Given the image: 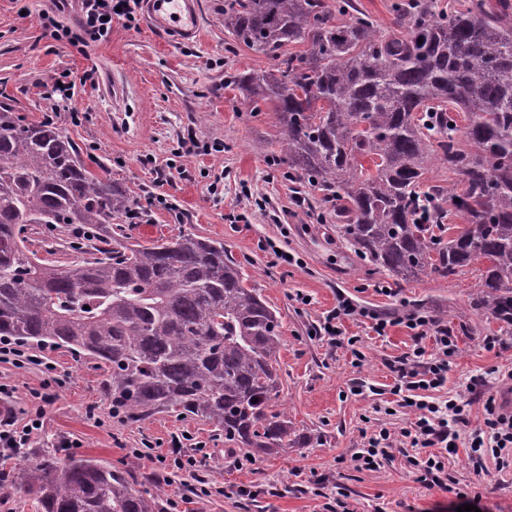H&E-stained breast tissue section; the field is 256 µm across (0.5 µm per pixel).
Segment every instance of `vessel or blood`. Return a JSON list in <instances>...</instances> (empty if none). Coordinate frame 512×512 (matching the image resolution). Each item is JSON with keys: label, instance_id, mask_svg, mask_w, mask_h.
Returning <instances> with one entry per match:
<instances>
[{"label": "vessel or blood", "instance_id": "vessel-or-blood-1", "mask_svg": "<svg viewBox=\"0 0 512 512\" xmlns=\"http://www.w3.org/2000/svg\"><path fill=\"white\" fill-rule=\"evenodd\" d=\"M144 16L154 30L181 44L201 33L198 0H142Z\"/></svg>", "mask_w": 512, "mask_h": 512}]
</instances>
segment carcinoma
I'll return each instance as SVG.
<instances>
[{
    "label": "carcinoma",
    "mask_w": 512,
    "mask_h": 512,
    "mask_svg": "<svg viewBox=\"0 0 512 512\" xmlns=\"http://www.w3.org/2000/svg\"><path fill=\"white\" fill-rule=\"evenodd\" d=\"M379 30L353 0H224V30L278 60L227 83L284 128L277 162L336 203V235L396 281L457 276L477 262L473 307L512 330V0L393 5ZM307 44L282 56L291 43ZM433 157L455 179L422 190ZM373 163L365 170L363 160ZM137 200L96 173L48 121L0 106V338L67 348L106 365L112 416L167 411L273 454L303 444L276 409L281 321L221 241L188 233L112 243ZM462 220L443 242V219ZM28 224H78L92 239L54 264ZM17 479L39 512H156L133 477L91 458L42 459Z\"/></svg>",
    "instance_id": "cac0c4a2"
}]
</instances>
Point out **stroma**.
Segmentation results:
<instances>
[{"instance_id": "1", "label": "stroma", "mask_w": 512, "mask_h": 512, "mask_svg": "<svg viewBox=\"0 0 512 512\" xmlns=\"http://www.w3.org/2000/svg\"><path fill=\"white\" fill-rule=\"evenodd\" d=\"M50 3L0 0V102L25 121H54L85 163H102L130 188L145 217L136 224L116 220L118 239L144 244L194 233L223 242L249 285L280 316L278 402L308 442L253 457L197 418L158 413L138 423L120 421L112 415V380L104 367L43 347L39 353L53 370L0 361V386L11 393L16 426L27 422L34 393L52 396L42 433L11 458L0 457V512H35L16 474L45 457L94 458L128 472L137 490L158 494L160 512H330L339 496L352 512H443L461 491L480 493L492 512H512V470L496 471L489 457V476L477 480L463 439L448 456L454 482L443 489L418 482L402 452L378 469L355 468L350 457L364 433L405 427L412 419L395 407L390 369L410 351L411 332L394 326L379 336L368 319L354 316L343 320L337 339L318 333L341 292L366 309L417 311L444 326L465 314L469 331L458 334L448 381L431 397L462 396L471 403V423L480 424L483 400L467 386L478 376L490 390L501 387L512 370V335L471 308L476 271L398 283L337 239L321 191L299 187L271 162L282 136L273 107L254 111L248 97L224 84L228 73L275 66L232 43L224 31V0H200V42H167L141 18L132 27L113 22L108 37L82 53L44 34L38 16ZM64 71L75 82L73 98L45 99V83ZM189 135L203 154L178 156ZM160 194L165 203H157ZM27 235L40 256L58 261L88 243L64 224H31ZM285 253L293 262L282 261ZM383 286L396 288V295L380 294ZM487 336L499 337L494 349L485 347ZM356 386L361 394H353ZM176 449L195 456L194 473L175 468ZM232 485L253 490V497L224 495Z\"/></svg>"}]
</instances>
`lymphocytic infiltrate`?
<instances>
[{
  "label": "lymphocytic infiltrate",
  "instance_id": "obj_1",
  "mask_svg": "<svg viewBox=\"0 0 512 512\" xmlns=\"http://www.w3.org/2000/svg\"><path fill=\"white\" fill-rule=\"evenodd\" d=\"M65 2L52 0L51 7L40 13L39 24L54 40L67 42L79 50L106 37L112 30L113 19L134 22L140 6V0H80L79 19L75 26L69 27L58 19ZM367 317L377 335H385L389 327L398 324L413 333L416 344L412 352L392 368L395 383L391 392L400 397L403 407L413 411L414 419L409 426L397 430L383 427L366 437L360 451L351 456L356 467L374 469L382 460L392 457L394 449L407 445L416 450L410 467L417 481L429 488H441L452 479L443 452L455 447L460 435L465 434L471 440L475 476H487L483 465L487 454L495 459L497 470L512 469V411L499 404L495 395L486 397L482 405L483 421L476 426L470 423L468 402L452 397L436 403L414 396L418 390L443 387L448 379V366L458 352V345L447 327L414 311L398 316L371 311ZM428 335L433 336L436 346L431 355L426 354L422 345Z\"/></svg>",
  "mask_w": 512,
  "mask_h": 512
}]
</instances>
